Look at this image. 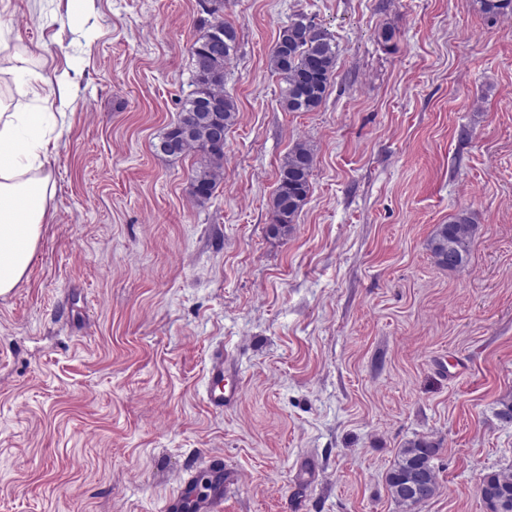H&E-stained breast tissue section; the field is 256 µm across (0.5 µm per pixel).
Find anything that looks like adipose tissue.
<instances>
[{
  "label": "adipose tissue",
  "mask_w": 512,
  "mask_h": 512,
  "mask_svg": "<svg viewBox=\"0 0 512 512\" xmlns=\"http://www.w3.org/2000/svg\"><path fill=\"white\" fill-rule=\"evenodd\" d=\"M56 112L11 110L0 98V295L28 271L48 219L55 185L49 170Z\"/></svg>",
  "instance_id": "ef3b65f1"
}]
</instances>
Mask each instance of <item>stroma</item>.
Here are the masks:
<instances>
[{"instance_id": "35a3bbf8", "label": "stroma", "mask_w": 512, "mask_h": 512, "mask_svg": "<svg viewBox=\"0 0 512 512\" xmlns=\"http://www.w3.org/2000/svg\"><path fill=\"white\" fill-rule=\"evenodd\" d=\"M203 0H10L16 55L65 118L28 273L0 297V512H159L205 457L223 512H404L386 475L438 443L414 512H487L512 468V15L474 0H224L239 43L224 177L158 148L191 91ZM338 44L321 106L290 112L269 51L290 18ZM394 38L381 43L377 33ZM314 151L308 199L268 235L278 167ZM466 262L427 247L459 213ZM232 355L236 406L205 399ZM311 482L300 479L306 463ZM241 382L236 362L224 349L218 348L210 355L207 379V403L224 411L233 408L240 399ZM483 477V493L497 505L494 512H512V469L498 470Z\"/></svg>"}]
</instances>
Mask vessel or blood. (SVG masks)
Segmentation results:
<instances>
[{"label":"vessel or blood","instance_id":"1","mask_svg":"<svg viewBox=\"0 0 512 512\" xmlns=\"http://www.w3.org/2000/svg\"><path fill=\"white\" fill-rule=\"evenodd\" d=\"M241 382L236 362L223 349L210 355L207 403L217 410L233 408L240 399ZM230 481L223 462L208 461L202 473L191 472L180 483L179 492L166 499L162 512H222Z\"/></svg>","mask_w":512,"mask_h":512}]
</instances>
